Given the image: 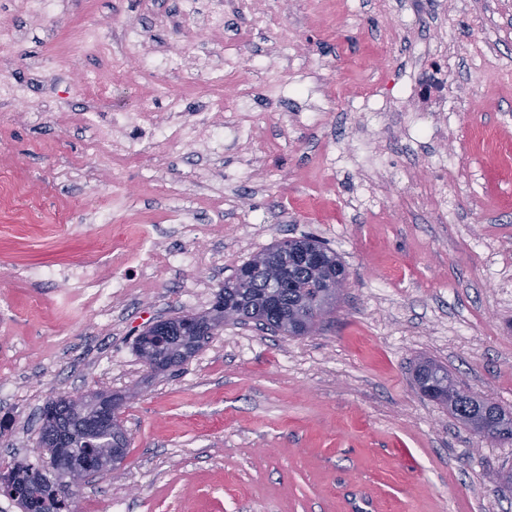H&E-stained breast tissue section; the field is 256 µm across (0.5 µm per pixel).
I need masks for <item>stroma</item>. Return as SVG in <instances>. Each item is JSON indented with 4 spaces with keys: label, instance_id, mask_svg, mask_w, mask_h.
<instances>
[{
    "label": "stroma",
    "instance_id": "35a3bbf8",
    "mask_svg": "<svg viewBox=\"0 0 512 512\" xmlns=\"http://www.w3.org/2000/svg\"><path fill=\"white\" fill-rule=\"evenodd\" d=\"M177 0H65L51 20L0 0L26 37L0 66L66 47L86 16L173 37ZM224 99L244 134L156 160H90L93 127L146 93L137 64L107 99L77 88L95 55L0 102V461L50 470L53 398L122 395L130 446L89 478L76 512H512V443L491 441L416 389L421 358L512 412V0H230ZM451 63L459 112H418L401 87ZM386 110L354 112L366 95ZM61 111L41 123L45 103ZM233 112V111H232ZM312 236L348 273L305 336L227 323L177 371L151 372L138 334L209 308L225 279L285 238ZM152 266L141 273L143 255ZM127 276L108 306L70 277Z\"/></svg>",
    "mask_w": 512,
    "mask_h": 512
}]
</instances>
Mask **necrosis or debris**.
I'll return each mask as SVG.
<instances>
[{"instance_id": "4bbe7bcc", "label": "necrosis or debris", "mask_w": 512, "mask_h": 512, "mask_svg": "<svg viewBox=\"0 0 512 512\" xmlns=\"http://www.w3.org/2000/svg\"><path fill=\"white\" fill-rule=\"evenodd\" d=\"M177 35L205 32L215 43L224 40V0H180ZM112 26L109 22L91 17L74 35L68 51L53 58L49 64L31 62V69L38 74L60 72L71 66L75 57L91 52L103 57L112 71H120L130 60H143L141 79L150 87L148 95L142 97L135 110L112 113L109 127L125 130L126 136L120 147H113L108 138H100L93 148L94 155H106L113 161L127 158L151 156L154 150L176 148L193 143L197 128H206L208 144L216 149L224 144L223 119L205 112L197 121L184 118L181 95L171 93L165 78L171 73L184 76L187 88H194L195 74L186 72L183 52L175 50L152 57H144L142 46L144 34L136 23H128L122 29V51H115L111 44ZM419 109L423 112H445L450 105L458 103L460 97L449 82L443 67H432L427 82L417 96ZM165 104V112H158V104Z\"/></svg>"}]
</instances>
